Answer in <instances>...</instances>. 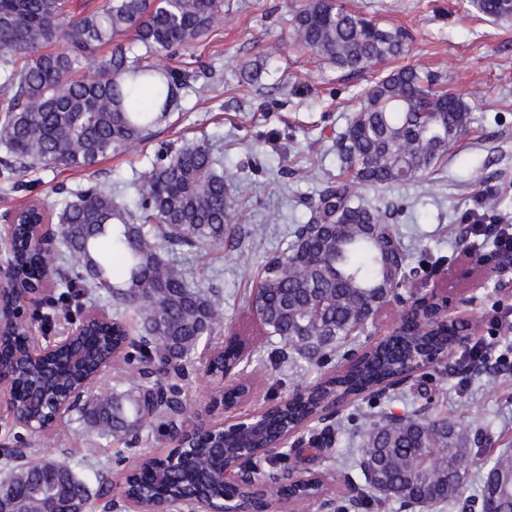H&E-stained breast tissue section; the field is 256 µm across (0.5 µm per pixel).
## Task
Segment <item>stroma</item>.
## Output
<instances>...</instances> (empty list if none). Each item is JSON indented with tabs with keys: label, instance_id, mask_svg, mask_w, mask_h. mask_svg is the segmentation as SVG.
Returning <instances> with one entry per match:
<instances>
[{
	"label": "stroma",
	"instance_id": "stroma-1",
	"mask_svg": "<svg viewBox=\"0 0 512 512\" xmlns=\"http://www.w3.org/2000/svg\"><path fill=\"white\" fill-rule=\"evenodd\" d=\"M342 2L374 22L409 33L407 55L391 61V68L413 66L438 74V89L462 96L470 106L467 133L424 181L363 191L375 207L389 201L404 204L394 223L410 265L430 255L453 259L452 265L430 277L410 282L392 300L370 330L371 335L384 336L409 304L413 290L452 286L456 264L473 254L491 253L481 237L467 233L469 225L487 212L489 202L497 204L498 223L512 224V20L487 19L471 9L469 0ZM291 3L224 0V20L205 41L173 56L152 55V63L188 70L193 80L147 143L86 169L30 168L21 191L0 182V215L31 199L61 207L69 192L97 182L135 196L163 144L208 141L223 158L224 175L231 182L247 173L254 157H263L265 172L255 175L249 194L236 202L231 238L211 255L189 253L181 258L200 290L221 296V341L243 333L262 264L284 248L293 225L307 220L309 212L300 198L314 196L327 174H338L336 138L358 109L362 90L381 75L377 69L351 75L295 48L290 39ZM264 55L271 61L260 82L244 84L242 66ZM511 285L510 264L496 268L476 295L453 287L457 300L465 301L466 311L479 321V338L503 347L512 345V299H503L497 290ZM196 355L197 362L178 382L194 407L191 416L179 420L186 427L209 420V402L219 385L200 362L204 349H197ZM334 368L331 362L291 366L283 362L280 344L271 343L259 362L244 369L254 382L253 398L229 414L245 415L314 383ZM410 385L427 390L432 399L428 416L451 417L466 428L469 438L478 439L468 467L469 487L477 489L488 460L499 449L512 448V361L503 365L493 360L462 373L431 368L426 376H414ZM339 418L336 443L318 452L312 466L323 473L335 494L345 497L354 475L344 456L357 421L349 408L341 410ZM24 437L32 460L73 465L100 460L109 465L116 481L137 464L140 453L165 455L175 447L168 426L158 422L144 430L138 450L130 451L99 438L88 422L73 414L49 435Z\"/></svg>",
	"mask_w": 512,
	"mask_h": 512
}]
</instances>
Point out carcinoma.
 Listing matches in <instances>:
<instances>
[{"mask_svg":"<svg viewBox=\"0 0 512 512\" xmlns=\"http://www.w3.org/2000/svg\"><path fill=\"white\" fill-rule=\"evenodd\" d=\"M471 4L494 21L512 20V0ZM223 14L224 0H107L101 9L74 19L64 13L62 0H0V92L8 100L0 145L10 157L0 164V175L9 180L37 165L85 169L150 139L193 75L146 64L137 49L169 55L186 50ZM291 33L297 48L350 74L400 58L409 49L403 29L374 23L340 0H305L293 10ZM105 47L107 55L101 54ZM435 82V75L404 66L365 91L336 141L342 174L301 200L309 210L307 221L293 228L286 248L263 266L250 309L256 352L277 339L294 351L291 364H310L351 335L367 332L409 280L392 229L402 206L391 201L383 211L372 208L357 189L422 181L467 132L468 104L434 89ZM247 189L242 181L226 182L221 158L208 142L193 141L159 147L130 203L110 188L89 185L70 193L60 210L44 212L59 226L74 279L112 296L117 329L112 336L86 337L80 365H18L19 405L29 416L38 417L29 398L45 390L47 374L55 375L59 386L74 385L85 376V365L100 362L119 342L124 359L137 358V381L130 390L88 404L98 433L134 447L154 416L156 406L146 396L156 388L175 405L169 417L187 412L178 385L164 386L157 376H185L199 344L220 331L224 314L216 300L191 285L175 255L224 244L236 196ZM46 263L47 257L21 247L16 274L32 278ZM72 280L57 278L64 303L77 297ZM404 315L411 316L405 329L367 347L356 360L340 356L336 374L265 416L262 433L249 447H241L233 431L215 430L191 448L176 449L172 465L143 459L141 466L152 472L125 477L123 491L145 499L198 492L217 506L244 494L224 485V464L245 456L256 465L268 460L276 435L315 428L325 395L342 393L354 404L382 395L410 369L413 356L443 354L459 339L442 321L446 306L440 298L412 303ZM209 363L211 375L224 378L243 358L230 343L213 350ZM469 453L466 433L449 417L368 419L355 458L364 484L351 489L360 498L385 488L388 498L427 509L512 512V448L491 460L474 494L467 483ZM7 481L24 512H72L88 499L85 482L65 462L29 460ZM325 494L324 480L313 472L305 482L288 486V498L302 502Z\"/></svg>","mask_w":512,"mask_h":512,"instance_id":"1","label":"carcinoma"}]
</instances>
